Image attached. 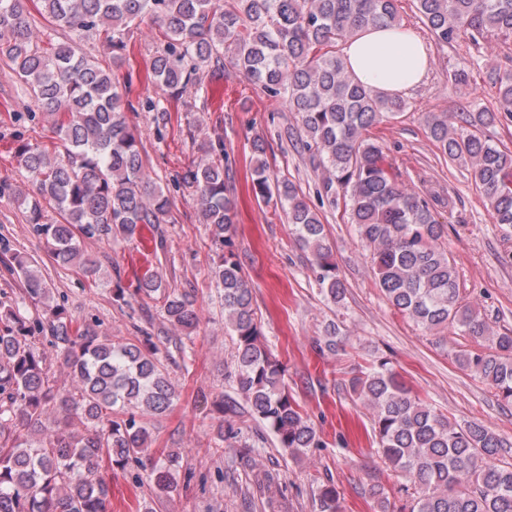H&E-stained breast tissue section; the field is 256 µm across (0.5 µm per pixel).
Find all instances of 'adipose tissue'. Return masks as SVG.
I'll return each instance as SVG.
<instances>
[{"mask_svg":"<svg viewBox=\"0 0 512 512\" xmlns=\"http://www.w3.org/2000/svg\"><path fill=\"white\" fill-rule=\"evenodd\" d=\"M343 54L357 79L386 94L419 85L428 67L421 41L393 28H370L348 40Z\"/></svg>","mask_w":512,"mask_h":512,"instance_id":"adipose-tissue-1","label":"adipose tissue"}]
</instances>
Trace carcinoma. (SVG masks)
<instances>
[{
    "mask_svg": "<svg viewBox=\"0 0 512 512\" xmlns=\"http://www.w3.org/2000/svg\"><path fill=\"white\" fill-rule=\"evenodd\" d=\"M29 0H0V59L36 107L53 117L60 150L23 140L15 157L32 188L15 189L34 234L51 256L86 277L102 275L84 239H130L143 224H164L170 199L146 170L140 141L126 121L127 90L111 70L79 53L80 43L104 35L112 64H120L134 29L155 27L161 47L151 72L163 99L142 107L166 116L163 101L181 100L206 68L225 63L270 96L286 95L300 141L321 170L320 195L343 201L375 269L387 303L431 335L462 338L454 361L512 404V333L494 334L467 301L443 244L435 200L400 179L371 130L406 110L400 96L383 95L348 69L339 46L366 28H402L400 0H38L66 40L45 49L33 40ZM421 23L440 43L487 36L512 40V0H412ZM497 110L425 116L429 138L448 160L466 168L487 200L494 223L512 228V151L485 130L512 117V70L492 68ZM266 142L251 144V188L280 207L310 252L320 293L338 304L346 285L327 244L325 227L296 184L272 177ZM205 157L186 178L196 205L224 253L212 267L224 295V322L234 335L237 390L252 420L265 425L294 456L323 443L288 389L285 369L264 342L253 292L233 251L236 201L224 166L210 155L224 141L204 142ZM60 219L43 222V203ZM13 268L23 295L0 301V512H107L109 488L100 462L148 471L152 499L176 489L179 456L155 457L136 410L165 413L177 397L163 357L145 336L135 342L79 325L52 295L35 262L16 252ZM42 306L48 317L27 316ZM164 315L174 327L197 323L194 301L167 295ZM50 337L69 383L60 386L37 342ZM345 388L372 410L375 452L403 480L398 501L382 484L370 495L377 512H512V442L477 421L460 423L414 391L387 360L361 369ZM316 512H341V496L317 486Z\"/></svg>",
    "mask_w": 512,
    "mask_h": 512,
    "instance_id": "carcinoma-1",
    "label": "carcinoma"
}]
</instances>
